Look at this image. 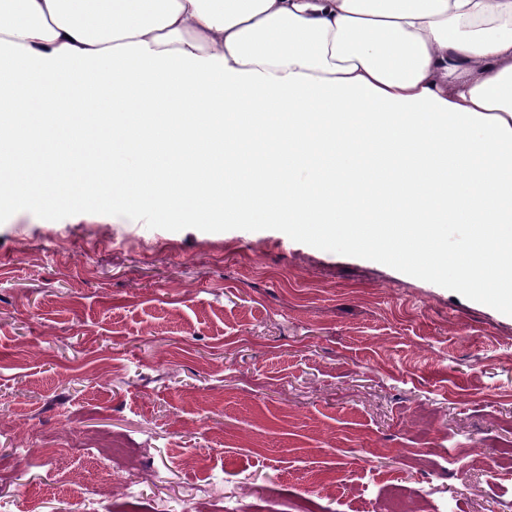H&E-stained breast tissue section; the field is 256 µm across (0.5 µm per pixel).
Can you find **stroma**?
Segmentation results:
<instances>
[{
    "instance_id": "obj_1",
    "label": "stroma",
    "mask_w": 512,
    "mask_h": 512,
    "mask_svg": "<svg viewBox=\"0 0 512 512\" xmlns=\"http://www.w3.org/2000/svg\"><path fill=\"white\" fill-rule=\"evenodd\" d=\"M104 434L140 467L73 495ZM511 442L512 316L457 292L276 230L0 223V512H512Z\"/></svg>"
}]
</instances>
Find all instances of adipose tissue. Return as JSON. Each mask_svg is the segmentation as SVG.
I'll return each mask as SVG.
<instances>
[{"mask_svg": "<svg viewBox=\"0 0 512 512\" xmlns=\"http://www.w3.org/2000/svg\"><path fill=\"white\" fill-rule=\"evenodd\" d=\"M0 110L1 192L21 160L75 206L253 192L327 239L442 210L473 226L462 286L512 308V0H0ZM64 128L112 165L60 159Z\"/></svg>", "mask_w": 512, "mask_h": 512, "instance_id": "adipose-tissue-1", "label": "adipose tissue"}]
</instances>
